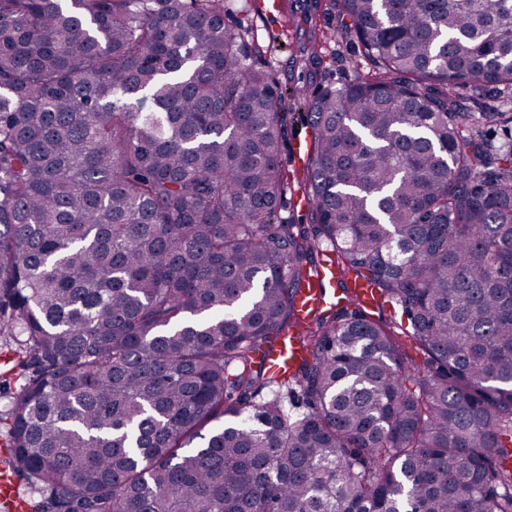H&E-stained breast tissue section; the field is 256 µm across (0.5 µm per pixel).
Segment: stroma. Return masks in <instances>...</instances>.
I'll use <instances>...</instances> for the list:
<instances>
[{"mask_svg": "<svg viewBox=\"0 0 512 512\" xmlns=\"http://www.w3.org/2000/svg\"><path fill=\"white\" fill-rule=\"evenodd\" d=\"M259 0H224L227 17L249 29L264 51L255 60L288 89L309 94L326 87H338L355 76L372 72L371 62L353 36L347 35L334 0H281L276 16L266 15ZM312 129L301 105H294L287 117V137L282 159L290 177L284 196L283 214L293 223L307 224L311 213L301 205L306 170L293 164V147L311 137ZM373 320L390 328L405 351L410 368L423 362L416 341L406 331L407 320L399 306L383 302L370 311Z\"/></svg>", "mask_w": 512, "mask_h": 512, "instance_id": "35a3bbf8", "label": "stroma"}]
</instances>
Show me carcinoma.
<instances>
[{
  "mask_svg": "<svg viewBox=\"0 0 512 512\" xmlns=\"http://www.w3.org/2000/svg\"><path fill=\"white\" fill-rule=\"evenodd\" d=\"M368 77L305 99L312 223L281 216L288 88L224 0H0L3 448L30 512H512V0H336ZM320 248L427 355L338 302L255 355ZM373 320L382 324L395 334V339L405 351L409 361L410 370L419 368L423 362V354L412 336L406 333L407 319L401 316L402 312L399 306L391 302H380L372 309H368Z\"/></svg>",
  "mask_w": 512,
  "mask_h": 512,
  "instance_id": "cac0c4a2",
  "label": "carcinoma"
}]
</instances>
